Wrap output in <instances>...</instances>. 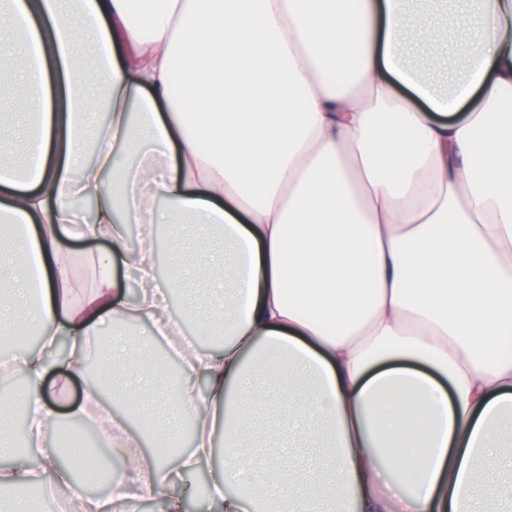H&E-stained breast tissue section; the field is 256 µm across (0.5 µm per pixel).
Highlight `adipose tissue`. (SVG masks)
Listing matches in <instances>:
<instances>
[{"instance_id": "obj_1", "label": "adipose tissue", "mask_w": 512, "mask_h": 512, "mask_svg": "<svg viewBox=\"0 0 512 512\" xmlns=\"http://www.w3.org/2000/svg\"><path fill=\"white\" fill-rule=\"evenodd\" d=\"M471 2L443 30L410 0H78L66 14L0 0V47L22 61L0 60V223L21 227L41 274L36 295L0 289V335L41 337L18 357L37 466L0 472V512L71 483L45 432L90 332L165 331L185 275L158 274L165 224L215 228L231 252L198 255L224 265L230 293L202 328L223 343L137 381L129 362L153 340L120 339L72 419L134 399L170 450L193 418L186 469L223 434L200 491L213 512H487V492L512 507L497 468L512 435V0ZM68 238L109 244L82 293ZM27 263L0 261V280ZM102 440L131 470L95 512L137 498L183 512L163 491L167 454L133 457L118 421ZM314 444L320 466L301 467L295 449Z\"/></svg>"}]
</instances>
